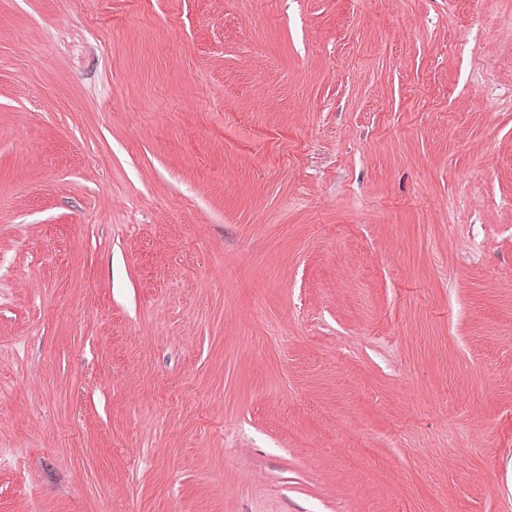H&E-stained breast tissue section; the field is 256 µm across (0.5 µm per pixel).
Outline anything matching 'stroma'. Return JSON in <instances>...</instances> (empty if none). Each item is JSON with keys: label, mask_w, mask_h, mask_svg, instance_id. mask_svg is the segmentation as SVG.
Returning a JSON list of instances; mask_svg holds the SVG:
<instances>
[{"label": "stroma", "mask_w": 512, "mask_h": 512, "mask_svg": "<svg viewBox=\"0 0 512 512\" xmlns=\"http://www.w3.org/2000/svg\"><path fill=\"white\" fill-rule=\"evenodd\" d=\"M0 512H512V0H0Z\"/></svg>", "instance_id": "obj_1"}]
</instances>
